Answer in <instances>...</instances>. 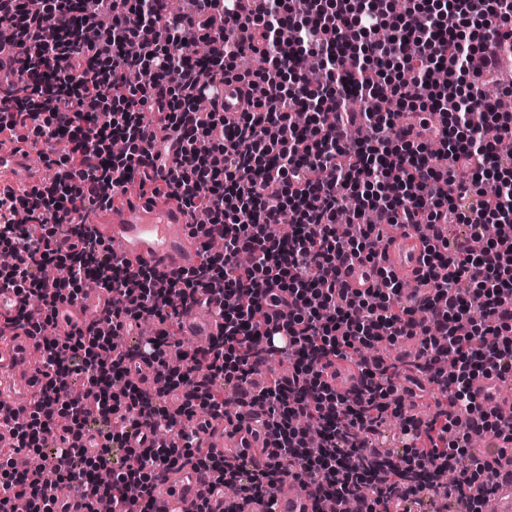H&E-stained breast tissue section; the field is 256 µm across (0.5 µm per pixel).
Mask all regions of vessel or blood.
Here are the masks:
<instances>
[{
	"mask_svg": "<svg viewBox=\"0 0 512 512\" xmlns=\"http://www.w3.org/2000/svg\"><path fill=\"white\" fill-rule=\"evenodd\" d=\"M29 151V145L23 142L0 143V178L23 168ZM76 220L96 229L116 259L135 268H150L165 278L196 266L202 255V235L192 232L189 215L173 203L153 205L135 197L126 205L110 210L105 217L83 212L77 214ZM98 304V299L94 298L79 307L61 308L56 336H65L73 324L91 320ZM183 323L191 335L199 337L205 344L218 334L215 323L199 325L198 309L194 306L187 308ZM40 342V337L28 335L21 329L13 331L8 339L0 340V349L11 353L7 370L13 375L17 387L13 393L0 389L1 414L18 415L27 409L37 389L36 373L30 360ZM473 387L479 400L497 401L500 415L507 420L512 418V398L500 399L502 385L498 378H477ZM203 497L208 498L212 512H224L222 484L215 476L201 473L190 463L163 471L153 490L156 512H184ZM279 503L280 512H314V496L308 488L290 487Z\"/></svg>",
	"mask_w": 512,
	"mask_h": 512,
	"instance_id": "vessel-or-blood-1",
	"label": "vessel or blood"
}]
</instances>
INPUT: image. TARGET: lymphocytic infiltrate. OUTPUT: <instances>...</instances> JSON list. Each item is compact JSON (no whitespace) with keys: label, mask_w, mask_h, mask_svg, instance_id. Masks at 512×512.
<instances>
[{"label":"lymphocytic infiltrate","mask_w":512,"mask_h":512,"mask_svg":"<svg viewBox=\"0 0 512 512\" xmlns=\"http://www.w3.org/2000/svg\"><path fill=\"white\" fill-rule=\"evenodd\" d=\"M183 0L168 12L163 0H96V22L83 29L66 0H0V137L59 143L54 179L31 189L0 187V240L11 243L13 263L0 269V290L21 298L17 313H0V336L21 327L42 337L41 386L27 414L33 430L11 418L0 429L14 437L0 449V512L18 498L54 512L61 488L84 491V512L108 503L115 512H155L152 488L161 471L194 461L233 492H246L272 512L279 486L293 480L316 500L333 498L335 512H412L419 476L439 469L454 478L436 486L441 498L466 501L484 512L501 472L483 462L472 437L512 439V421L482 409L478 377H512V113L495 111L475 75L496 73L512 55V0ZM226 25L210 37V10ZM209 47L205 74L184 65L194 41ZM259 70L237 73L246 54ZM446 70L438 87L429 74ZM248 85L244 107L226 117L225 81ZM307 123L293 120L296 111ZM443 116L441 125L428 121ZM163 117V135L151 131ZM366 139L350 141L355 126ZM123 152L104 161L114 138ZM442 146L433 164L429 145ZM150 200L174 202L220 253L204 251L199 265L161 281L148 268L116 260L104 240L75 213L111 208L129 189ZM420 234L417 290L387 266L381 225ZM292 215L289 239L270 230ZM470 234L451 240L448 220ZM497 234L483 252L470 248L488 225ZM109 301L88 326L52 336L60 305L81 302L87 267ZM368 268L369 286L345 288L356 265ZM196 305L222 321L203 350L167 356L157 338L133 346L124 333L143 320L180 319ZM420 337L414 373L362 350L381 341ZM290 370L261 385L268 358ZM456 362L454 374L442 368ZM353 360L357 386L339 392L330 370ZM155 363L164 390L149 394L131 379L134 362ZM112 395L63 401L59 389L80 383L94 393L104 374ZM424 375L447 398L432 418L407 415L400 382ZM195 379L198 400L170 410V392ZM218 387L233 388L238 409L261 405L260 451L226 461L205 447L209 417L223 413ZM399 419L404 467H390L382 426ZM171 435L169 449L135 448L141 426ZM101 439L99 452L84 448ZM48 453L51 477L13 466L18 452ZM93 462L105 483L86 480Z\"/></svg>","instance_id":"lymphocytic-infiltrate-1"}]
</instances>
